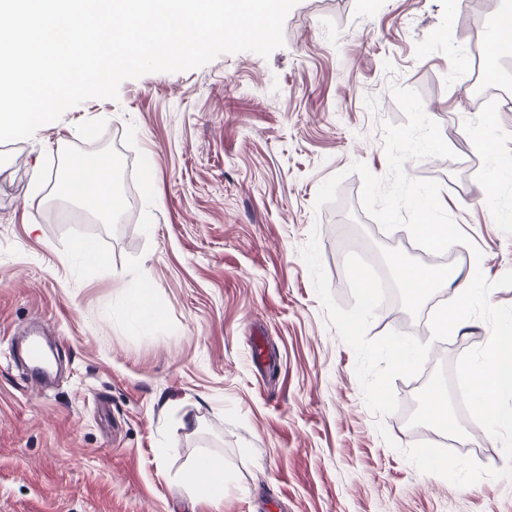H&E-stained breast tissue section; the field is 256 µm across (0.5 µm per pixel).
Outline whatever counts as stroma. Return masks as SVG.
<instances>
[{
  "instance_id": "obj_1",
  "label": "stroma",
  "mask_w": 512,
  "mask_h": 512,
  "mask_svg": "<svg viewBox=\"0 0 512 512\" xmlns=\"http://www.w3.org/2000/svg\"><path fill=\"white\" fill-rule=\"evenodd\" d=\"M467 2L298 0L269 56L129 79L118 100L0 144V512H512V479L460 488L405 456L438 434L408 423L430 381L464 427L459 454L506 465L452 378L488 324L438 334L445 286L415 305L395 289L390 311L358 316L357 273L430 257L369 216L350 170L387 174L397 88L420 94L454 153L404 165L440 184L469 238L448 269L512 270V181L497 175L512 159V56L491 60L500 92L478 102L473 50L499 0L478 14ZM485 132L489 154L474 149ZM94 154L115 163L121 222L56 195L70 156ZM339 173L336 202L315 208ZM141 288L151 315L137 321ZM45 327L60 362L38 391L13 345ZM400 341L410 366L388 355ZM203 456L224 460L218 508L182 487Z\"/></svg>"
}]
</instances>
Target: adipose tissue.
<instances>
[{"label":"adipose tissue","mask_w":512,"mask_h":512,"mask_svg":"<svg viewBox=\"0 0 512 512\" xmlns=\"http://www.w3.org/2000/svg\"><path fill=\"white\" fill-rule=\"evenodd\" d=\"M64 187L65 196L78 199L101 222H111L122 212L121 199L112 181V162L109 158L80 157L71 160ZM396 274L400 287L415 301L428 295L438 284L454 285L456 301L441 313L439 325L444 330L460 329L462 312L471 303L469 277L415 265L398 267ZM225 482L224 461L217 457L197 460L182 476V485L191 498L207 501L217 507L224 503Z\"/></svg>","instance_id":"adipose-tissue-1"}]
</instances>
